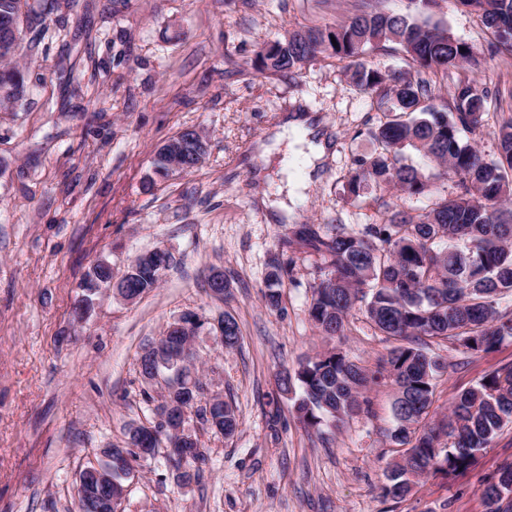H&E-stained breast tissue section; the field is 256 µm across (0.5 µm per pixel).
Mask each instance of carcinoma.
Returning a JSON list of instances; mask_svg holds the SVG:
<instances>
[{
    "instance_id": "1",
    "label": "carcinoma",
    "mask_w": 512,
    "mask_h": 512,
    "mask_svg": "<svg viewBox=\"0 0 512 512\" xmlns=\"http://www.w3.org/2000/svg\"><path fill=\"white\" fill-rule=\"evenodd\" d=\"M457 6L476 14L493 38L495 52L512 55V0H455ZM435 0H410L411 14L380 8V0H360L356 13L335 29L298 26L282 40L257 52L255 67L293 76L323 53L340 59L358 58L392 44L416 67L418 77L407 72H384L360 63L352 72L357 88L380 95L386 120L369 129L378 152L362 161L345 191L356 201L369 189L392 186L410 197L429 191V178L419 168L402 162L400 155L413 149L438 163L444 173L457 178L453 196H437L425 212L385 209L382 224L361 231L336 224L325 236L307 224L294 235L320 255L318 282L313 286L309 314L326 336H340L350 313L361 307L371 327L396 341L384 370L397 387L393 403L392 441L412 450V459L395 462L386 475L383 492L399 499L416 481L435 468L448 474L467 470L476 453L512 424V366L483 376L460 392L446 420L430 424L439 362L423 347L426 339H446L467 351H486L512 338V313L501 312L498 301L512 296V113L497 119V154L488 157L462 141L460 134L484 126L487 95L473 80H460L451 91L449 106L421 105L430 97V84L420 77L429 71L444 72L461 63L482 68V60L467 44L454 39L441 24L428 17ZM46 12L33 11L28 0H0V106L22 101L27 93L25 74L11 64L23 40L9 28L24 18L44 23ZM154 173L167 178L175 173L172 155L158 148ZM173 262L169 254L140 256L121 275L135 296L158 287L161 274ZM292 273V263L272 265L264 302L270 309L281 305L280 285ZM113 280L105 262L93 267L85 283L86 305L91 293ZM169 324L159 342L139 357V372L150 374L157 354L164 357L166 395L162 405L182 403L199 422L228 438L239 428L232 403L205 398L203 383L184 359H171L168 351L185 347L191 335ZM369 378L340 351L331 350L280 372L282 392H300L296 410L310 427L341 422L360 405ZM451 439L440 442L441 436ZM173 435L162 422L128 433L122 448L104 450L106 474L82 470L74 512H114L113 499L131 474V460L152 456ZM177 454L190 456L176 474L184 486L198 482L206 455L198 438L188 433L175 444ZM485 512H512V465L482 489Z\"/></svg>"
}]
</instances>
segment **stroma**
<instances>
[{
  "label": "stroma",
  "mask_w": 512,
  "mask_h": 512,
  "mask_svg": "<svg viewBox=\"0 0 512 512\" xmlns=\"http://www.w3.org/2000/svg\"><path fill=\"white\" fill-rule=\"evenodd\" d=\"M358 0H59L38 48L21 45L29 92L0 112V512H72L75 479L104 449L124 445L131 427L155 422L164 382L138 367L146 345L181 314L205 328L193 339L206 397L237 407L232 437L189 417L206 450L197 483L182 486L165 453L133 463L122 512H484L483 484L512 463V426L464 473L433 470L401 500L386 497V473L402 450L389 437L396 386L384 362L394 341L353 310L343 335H322L311 320L319 256L293 229L383 223L386 206L424 211L453 180L416 152L430 193L396 189L348 199L343 186L376 144L382 118L358 90L348 61L323 55L299 76L258 73L267 42L300 26L335 27ZM432 21L486 63L474 78L488 91L484 127L468 134L497 152L499 108L512 105V58L491 56L477 15L435 0ZM317 119L329 149L311 184L300 153L276 142L281 116ZM186 128L208 142L187 174L152 179L157 148ZM174 257L157 288L127 303L101 290L85 319L74 316L94 265L121 275L154 249ZM292 260L279 309L263 300L273 261ZM223 272V298L207 286ZM243 341L223 348L224 314ZM339 349L369 377L359 410L337 425L306 428L295 395L278 373ZM443 362L433 421L456 395L512 365V339L486 352L437 340Z\"/></svg>",
  "instance_id": "35a3bbf8"
}]
</instances>
